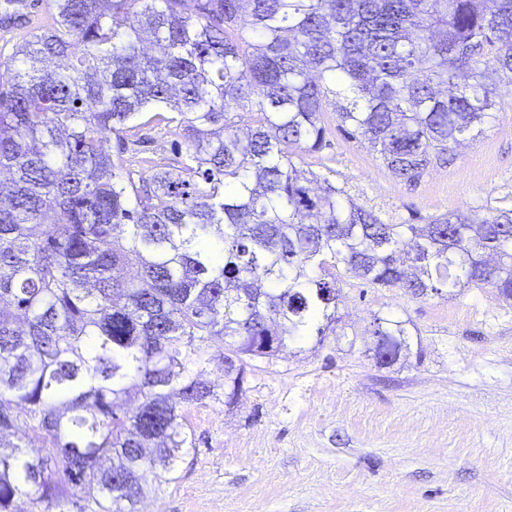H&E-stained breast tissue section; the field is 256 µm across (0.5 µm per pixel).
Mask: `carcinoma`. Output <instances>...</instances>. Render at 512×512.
Listing matches in <instances>:
<instances>
[{
    "label": "carcinoma",
    "mask_w": 512,
    "mask_h": 512,
    "mask_svg": "<svg viewBox=\"0 0 512 512\" xmlns=\"http://www.w3.org/2000/svg\"><path fill=\"white\" fill-rule=\"evenodd\" d=\"M511 87L512 0H49L0 62V512H137L189 409L336 323L339 269L511 301L512 210L387 224L295 162L330 110L415 185ZM152 125L173 163L124 157Z\"/></svg>",
    "instance_id": "carcinoma-1"
}]
</instances>
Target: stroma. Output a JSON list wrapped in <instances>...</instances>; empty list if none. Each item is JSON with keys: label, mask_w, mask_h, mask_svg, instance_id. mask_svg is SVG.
Segmentation results:
<instances>
[{"label": "stroma", "mask_w": 512, "mask_h": 512, "mask_svg": "<svg viewBox=\"0 0 512 512\" xmlns=\"http://www.w3.org/2000/svg\"><path fill=\"white\" fill-rule=\"evenodd\" d=\"M485 135L417 186L335 131L303 155L390 224L481 204L512 209V94ZM323 339L255 360L237 407L187 415L195 446L157 512H512V303L491 287L414 298L340 277ZM407 322L410 353L378 365L375 317Z\"/></svg>", "instance_id": "1"}]
</instances>
